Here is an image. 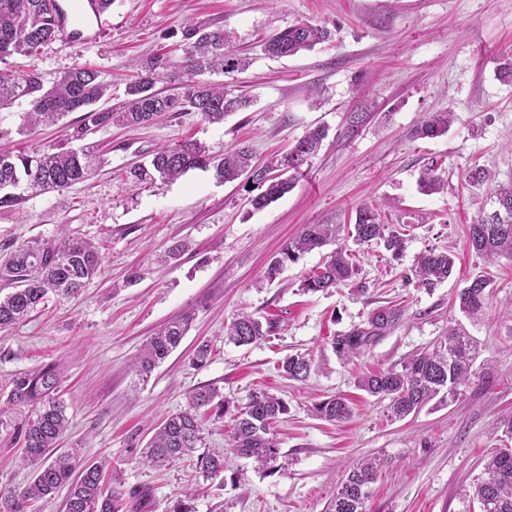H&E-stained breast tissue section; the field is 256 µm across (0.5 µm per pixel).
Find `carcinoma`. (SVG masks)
<instances>
[{"instance_id": "cac0c4a2", "label": "carcinoma", "mask_w": 512, "mask_h": 512, "mask_svg": "<svg viewBox=\"0 0 512 512\" xmlns=\"http://www.w3.org/2000/svg\"><path fill=\"white\" fill-rule=\"evenodd\" d=\"M59 16L54 0H0V63L13 55L33 57L43 45L58 35ZM328 39V31L320 26L301 23L272 35L263 52L274 57L294 56ZM183 64L179 71L168 69L164 58L153 56L141 66V73L126 83L125 100L119 110L100 109L97 104L109 96L110 85L97 70L76 64L49 89H44L41 76L31 69L24 73L0 69V109L26 98L30 108L24 113L18 134L28 136L37 128L61 119L69 112L84 113L83 124L74 138L83 139L92 129L111 124L128 126L150 122L162 112H198L205 121L220 124L231 112L250 104L249 97L228 96L224 84L201 81L205 73L230 74L246 69L248 58L239 55L224 36V30L195 25L183 33L179 44ZM175 81L181 89L177 95H161L156 83ZM456 120L453 110L434 112L414 129L416 138H436L448 132ZM325 130L318 127L297 139L287 155L271 159L263 166L252 164V153L244 145L212 156L202 144L185 140L158 147L149 166H137L128 172L135 184L170 183L191 169L213 170L220 182H233L240 177L257 185L261 192L249 200L253 210H261L282 198L296 185L303 167L319 150ZM103 158L94 146L61 150L51 145L32 152L0 147V209L12 207L18 200L11 189L21 179L29 188L45 192L65 191L83 182ZM465 178L477 184H488L497 199L499 210L479 216L469 225L467 246L480 257L494 261L512 257V181L498 182L484 168L474 164L465 170ZM422 191L439 193L447 182L434 167L425 168L419 182ZM347 233L359 244L374 240L383 243L391 257L398 260L405 250V233L401 224L380 222L377 206L361 203L352 224H307L300 234L289 240L278 256L269 263L266 276L277 277L288 263L302 255L334 244L325 263L317 267L301 284L304 291H327L357 284L359 265L353 254L340 243ZM99 249L85 239H29L0 258V279L16 285L14 291L0 296V332L25 320L49 295L70 297L79 293L98 273ZM455 267V255L447 250L431 248L419 254L412 268L418 286L433 288L447 280ZM485 276H477L455 299L459 310L472 321H478L489 309L493 289ZM399 305L379 306L366 319L348 331L333 337L331 347L336 357L348 363L367 354L371 348L398 326L403 318ZM193 320L185 313L161 326L144 345L136 358V372L146 378L179 347ZM269 332L262 321L241 312L226 330V339L238 346L255 344ZM478 356L476 340L459 324L448 322L444 342L430 351L408 359L401 370L363 374L357 379L359 389L387 402L389 416L404 419L420 411L444 391L448 397L462 394L475 376L473 367ZM313 368L312 358L296 353L286 356L281 370L286 377L306 380ZM63 369L56 365L27 371L15 376L0 406V428L11 425L14 415L23 416L17 427L23 436L20 463L34 468L33 480L22 490L0 491V512H27L30 502L53 495L62 486L68 488L66 512H143L151 497L147 488L124 489L121 472L112 467V488L103 484V462H86L75 473L81 449L69 448L55 456L50 449L67 429L66 405L57 398ZM211 412L231 421V452L255 463V470L277 472L288 468V458L280 452L273 428L288 412L285 401L264 389L249 393L246 403L237 406L224 400L215 385L194 389L187 407L168 416L142 447V462L160 464L188 458L205 480L224 479L227 469L224 449L207 448L203 443L200 412ZM313 411L330 422L351 418L353 408L348 399L334 395L313 404ZM386 461L364 458L353 463L332 500L330 512H365L371 486ZM483 474L474 492L463 490V498L475 501L479 512H512V448H491L483 459Z\"/></svg>"}]
</instances>
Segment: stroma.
<instances>
[{"label":"stroma","instance_id":"35a3bbf8","mask_svg":"<svg viewBox=\"0 0 512 512\" xmlns=\"http://www.w3.org/2000/svg\"><path fill=\"white\" fill-rule=\"evenodd\" d=\"M224 29L251 60L230 76L235 93L253 97L247 110L211 124L195 112H166L146 126L112 125L89 132L86 143L105 162L64 193L26 195L0 209V254L43 239H90L102 256L98 275L73 298L49 297L22 323L0 334V401L13 377L54 362L64 368L58 395L69 427L57 446L83 448L87 460L107 457L123 471L125 488L146 487V512H167L187 498L192 512H329L347 467L365 456L387 464L372 486L366 512H464L459 492L480 476L496 447L495 424L512 413V259L487 263L466 246L468 226L497 205L488 185L465 181L473 164L496 181L512 180V83L495 74L512 54V0H112L111 13L74 23L75 34L55 38L33 58L16 56L10 69H36L52 85L77 64L97 69L118 106L136 59L167 53L179 65L186 23ZM326 27L329 41L292 57L271 58L263 40L298 23ZM455 108L448 133L417 139L429 113ZM26 102L0 110V146L34 150L74 146L83 115L67 114L28 137L19 135ZM327 136L297 185L266 208L252 210V183H222L193 169L164 186H133L127 169L147 162L159 146L196 140L211 153L242 143L256 164L285 154L315 126ZM436 166L446 191L426 195L418 180ZM371 202L385 224L407 227V248L390 260L377 245L355 247L357 287L305 293L304 276L329 248L305 254L274 280L264 272L280 248L308 224H346ZM191 248L163 262L174 241ZM429 248L456 255L454 276L436 288L409 278L415 257ZM489 278L493 303L468 331L479 343L480 380L462 396L439 394L416 414L390 420L383 402L357 387L359 371L400 369L410 356L443 341L453 299L468 278ZM404 305L402 323L358 364L340 362L333 336L388 303ZM195 321L151 376L138 380L131 365L147 339L185 312ZM270 321L262 341L235 346L225 330L239 312ZM212 349L202 366L198 344ZM312 355L307 381L282 376L290 354ZM214 384L229 401L245 403L264 388L282 397L288 412L276 438L288 456L286 471L255 472L249 460L228 456L225 481L198 477L190 462L151 467L131 451L146 444L168 415L183 410L193 389ZM340 394L352 417L330 423L312 413L314 401ZM21 441L0 431V487L31 482L20 465ZM242 480H235L237 471Z\"/></svg>","mask_w":512,"mask_h":512}]
</instances>
